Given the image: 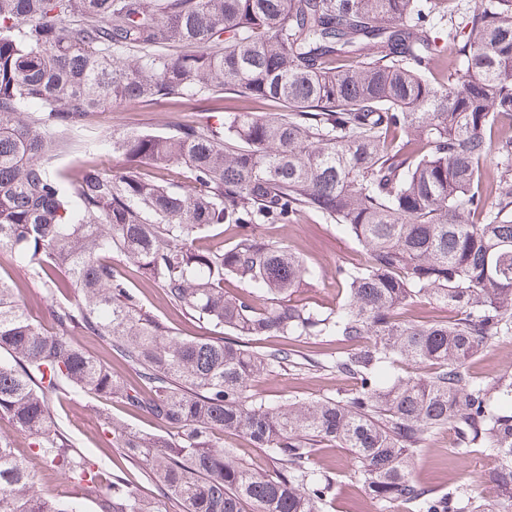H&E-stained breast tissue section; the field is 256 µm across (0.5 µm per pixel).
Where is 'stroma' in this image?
Returning a JSON list of instances; mask_svg holds the SVG:
<instances>
[{
	"mask_svg": "<svg viewBox=\"0 0 512 512\" xmlns=\"http://www.w3.org/2000/svg\"><path fill=\"white\" fill-rule=\"evenodd\" d=\"M211 119L212 114L204 104L191 103L174 107L165 103L144 105L138 102H118L99 118L96 132L88 139L86 147L93 150L99 164L109 167L115 163L111 149L115 135L159 131L172 123H206ZM253 232L287 243L301 254L308 266L316 270V277L293 293V301L325 311L337 308L342 294L336 284V268L357 260L360 255L357 242L341 225L327 224L312 216L296 224L260 225L254 227ZM128 285L134 289L144 307L164 320L177 336L194 339L214 335L215 328L211 323L185 316L171 307L156 285L138 277L130 278ZM355 386V379L336 375L332 371L286 365L276 373L254 382L251 392L275 404L294 398L309 400L332 397L336 392L350 390ZM52 410L61 430L80 451L108 464L113 474L133 480L141 496L156 497V490L124 455L122 449L111 447V435L105 420L110 417L143 431L157 430L156 422L146 415L128 410L121 403L83 393L61 395L53 401ZM452 439V432L442 433L428 441L419 451L413 466V476L423 487L437 493H447L462 488L474 490L480 485L487 469L486 461L474 453L449 459L448 444ZM18 453L36 471L38 487L42 493L57 498L66 496L78 501L83 512H99L97 500L85 484L34 457L30 448L19 447ZM313 462L315 469L335 479L327 512H382L381 505L367 495L358 479L353 478L351 459L346 449L318 446Z\"/></svg>",
	"mask_w": 512,
	"mask_h": 512,
	"instance_id": "1",
	"label": "stroma"
}]
</instances>
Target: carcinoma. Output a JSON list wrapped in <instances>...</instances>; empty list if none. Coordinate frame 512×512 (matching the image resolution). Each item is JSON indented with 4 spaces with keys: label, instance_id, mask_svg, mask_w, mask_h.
Instances as JSON below:
<instances>
[{
    "label": "carcinoma",
    "instance_id": "obj_1",
    "mask_svg": "<svg viewBox=\"0 0 512 512\" xmlns=\"http://www.w3.org/2000/svg\"><path fill=\"white\" fill-rule=\"evenodd\" d=\"M452 3L0 0V246L43 282L50 315L47 328L32 322L17 284L0 280V418L14 425L0 433V512H81L36 489L20 437L87 483L100 512H161L59 430L51 403L64 388L165 426L107 422L112 445L180 512H325L333 482L310 467L318 443L348 449L386 508L512 512V373L469 370L485 345L512 338V0H480L450 26ZM449 54L455 70L432 81ZM118 101H205L226 117L114 136L111 168L89 154L75 175L61 167L69 140ZM310 215L362 248L361 263L336 267L344 298L331 312L292 302L314 277L295 250L246 231ZM221 224L244 232L220 249L193 246ZM114 254L172 305L237 336L358 342L327 362L357 387L248 399L259 376L319 361L178 337ZM228 279L243 291L226 293ZM422 296L452 316L404 317ZM78 333L141 384L88 354ZM400 362L412 373L384 375ZM448 430L452 455L490 460L478 494L435 493L412 476L417 452ZM226 433L277 469L234 456ZM80 344L90 353L99 356L105 362L112 364V371L126 377L131 383L136 384L137 378L130 367L118 356L112 357L105 352L101 345L92 337L76 336Z\"/></svg>",
    "mask_w": 512,
    "mask_h": 512
}]
</instances>
